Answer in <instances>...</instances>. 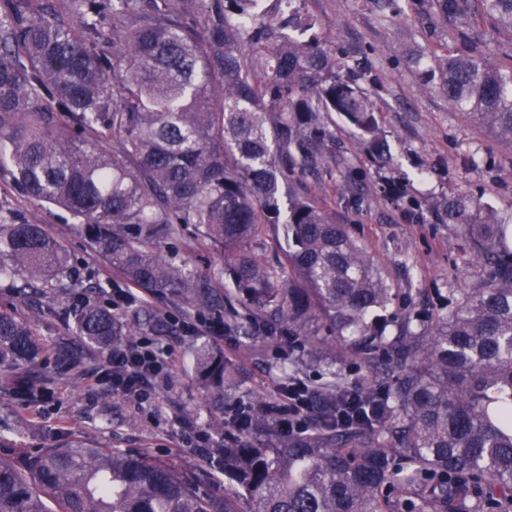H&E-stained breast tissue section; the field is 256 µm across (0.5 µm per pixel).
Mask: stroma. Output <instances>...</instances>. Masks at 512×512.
I'll use <instances>...</instances> for the list:
<instances>
[{"label":"stroma","mask_w":512,"mask_h":512,"mask_svg":"<svg viewBox=\"0 0 512 512\" xmlns=\"http://www.w3.org/2000/svg\"><path fill=\"white\" fill-rule=\"evenodd\" d=\"M322 17L323 38L338 60H360L355 86L375 110L385 147L368 148L354 126L331 112L322 113L332 133L329 153L318 171L300 175L305 191L323 200L349 234L380 265L393 300L395 319L417 320L443 314L461 290L480 279L481 262L470 253L448 208L468 199L512 225V144L452 108L437 90L424 87L425 70L434 68V50L455 48V31L440 24L429 0H398L396 14L382 15L369 0H306ZM402 190L393 199L391 185ZM43 225L71 256V276L80 286L98 283L106 291L126 288L124 277L105 263L72 225L26 197L9 177L0 176V220ZM74 295H49L46 315L35 323L46 346L68 336L66 313ZM150 304L168 321L154 342L168 348L169 379L152 403L137 404L112 390L104 365L91 360L82 385L57 382L38 392L34 404L0 389V421L15 434L0 441V456L20 458L59 444L80 429L106 448L135 451L169 465L197 466L200 455L184 444L181 423L207 429L209 416L198 412L201 391L185 376L195 336L186 332V313L161 299ZM211 341L237 365V397L265 396L275 401L282 386L273 363L278 352L247 349L242 337L217 334Z\"/></svg>","instance_id":"obj_1"}]
</instances>
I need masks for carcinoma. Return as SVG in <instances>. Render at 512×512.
Wrapping results in <instances>:
<instances>
[{"mask_svg":"<svg viewBox=\"0 0 512 512\" xmlns=\"http://www.w3.org/2000/svg\"><path fill=\"white\" fill-rule=\"evenodd\" d=\"M0 0V174L65 212L139 293L255 343L285 337L292 382L318 367L319 419L286 431L240 403L236 365L202 341L193 371L218 447L196 481L145 455L73 435L0 458V512H512V247L479 207L448 208L483 264L448 314L399 325L383 272L297 174L327 155L335 112L372 147L370 103L348 64L313 35L304 0ZM461 49L433 78L456 109L512 141V67L474 55L488 27L512 31V0H431ZM284 242L275 263L257 256ZM204 258L176 261L167 245ZM229 279L232 287L224 285ZM0 279L30 317L0 310V382L35 398L48 349L31 319L74 289L62 242L40 224H0ZM105 289L76 299L81 347L53 352L74 385L95 353L164 332L150 307L112 312ZM365 372L361 384L351 370ZM226 480L224 492L215 486Z\"/></svg>","mask_w":512,"mask_h":512,"instance_id":"1","label":"carcinoma"}]
</instances>
